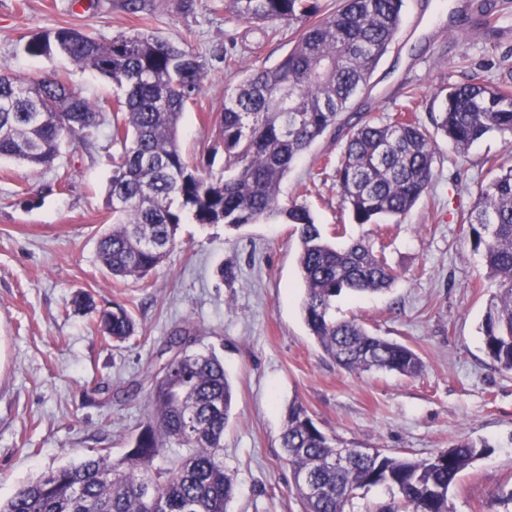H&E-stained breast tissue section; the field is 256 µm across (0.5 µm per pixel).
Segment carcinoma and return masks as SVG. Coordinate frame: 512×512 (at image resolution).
I'll list each match as a JSON object with an SVG mask.
<instances>
[{
	"label": "carcinoma",
	"mask_w": 512,
	"mask_h": 512,
	"mask_svg": "<svg viewBox=\"0 0 512 512\" xmlns=\"http://www.w3.org/2000/svg\"><path fill=\"white\" fill-rule=\"evenodd\" d=\"M403 0H339L320 13L313 0H228L238 20L265 36L301 27L293 46L271 68L253 69L232 90L215 119L224 143V168L203 171L180 151L179 124L199 92L201 66L180 46L142 29L100 40L86 29L59 27L24 45L30 56L58 53L122 91L92 100L62 78L25 82L0 77V158L37 170L50 167L65 138L84 140L112 113L113 158L108 209L111 229L97 241L102 265L114 278H146L177 246L183 217L198 224L239 228L271 216L294 226L305 287L303 315L311 335L344 370H423L409 347L338 321L336 297L384 290L396 273L365 240L343 247L321 232L309 208L280 205L282 180L295 161L334 130L344 143L335 169L342 205L358 224L382 217L400 222L429 188L435 144L420 124L399 115L386 122L343 118L368 85L401 24ZM434 127L467 151L491 132L512 146V88L461 83L446 88ZM467 240L482 254L497 284L481 324L486 355L512 371V166L476 191L461 216ZM107 337L123 342L134 322L118 303L99 311ZM233 388L213 351L187 349L152 375L151 415L131 450L112 460L99 453L21 487L0 512H226L234 481L221 458ZM281 448L292 478L313 480L317 493L297 490L303 512H355L359 491L382 486L390 500L376 512H448L459 474L486 454L485 441L462 439L424 459L360 455L325 434L300 402L288 406ZM171 452L175 458L158 459Z\"/></svg>",
	"instance_id": "carcinoma-1"
}]
</instances>
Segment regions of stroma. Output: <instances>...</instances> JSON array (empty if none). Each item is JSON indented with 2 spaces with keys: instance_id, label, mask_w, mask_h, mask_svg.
Masks as SVG:
<instances>
[{
  "instance_id": "obj_1",
  "label": "stroma",
  "mask_w": 512,
  "mask_h": 512,
  "mask_svg": "<svg viewBox=\"0 0 512 512\" xmlns=\"http://www.w3.org/2000/svg\"><path fill=\"white\" fill-rule=\"evenodd\" d=\"M480 3L494 29L457 24L459 13ZM146 11L130 15L123 0H0V74H63L90 98L111 101V83L65 57L28 55L26 41L58 27L106 39L148 28L196 55L201 90L183 115L179 146L190 161L222 167L213 122L226 95L246 68L277 64L295 31L263 39L224 0H148ZM231 45L243 65L230 70L224 49ZM467 81L512 84V0H404L399 31L351 110L381 122L409 105L429 130L438 91ZM403 82L415 88V101L402 95ZM111 122L104 113L92 139L63 143L52 167L35 172L0 160L1 500L100 451L125 455L147 421L151 375L171 356L167 340L188 326L196 348L223 359L234 389L224 430V468L235 482L227 512H302L280 447L295 401L343 448L423 459L463 438L488 442L451 489V510L512 512V371L486 356L481 333L497 285L460 222L478 184L512 166L499 133L464 153L435 136L432 183L397 224H358L344 209L335 169L322 164L340 155L334 134L314 143L280 185L285 206L308 184L304 202L336 245L368 241L396 270L390 289L341 294L332 313L412 347L424 369L407 377L348 372L325 354L302 316L299 240L280 218L237 229L184 220L177 247L146 279L108 277L97 237L112 223ZM79 293L91 294L96 310L76 309ZM115 302L135 324L124 342L97 328V309Z\"/></svg>"
}]
</instances>
